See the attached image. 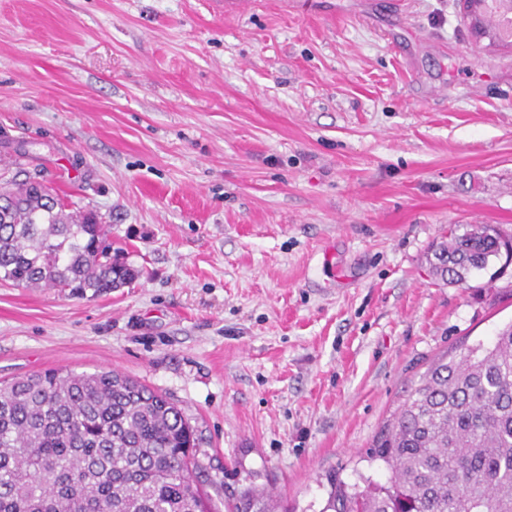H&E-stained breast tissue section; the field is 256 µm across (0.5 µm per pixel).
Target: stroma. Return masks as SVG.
Here are the masks:
<instances>
[{
    "mask_svg": "<svg viewBox=\"0 0 512 512\" xmlns=\"http://www.w3.org/2000/svg\"><path fill=\"white\" fill-rule=\"evenodd\" d=\"M0 0V189L94 216L139 275L0 285V381L116 371L198 437L211 512H321L429 365L512 323V265L435 280L449 229L512 238V47L461 0ZM295 507L288 508L271 494L248 491L234 504V512H294Z\"/></svg>",
    "mask_w": 512,
    "mask_h": 512,
    "instance_id": "obj_1",
    "label": "stroma"
}]
</instances>
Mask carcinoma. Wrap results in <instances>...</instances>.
<instances>
[{"mask_svg":"<svg viewBox=\"0 0 512 512\" xmlns=\"http://www.w3.org/2000/svg\"><path fill=\"white\" fill-rule=\"evenodd\" d=\"M39 182L0 193V282L105 295L138 270ZM509 242L491 226L432 248L430 272L466 285ZM194 431L165 396L122 374L52 370L0 383V512H211ZM385 483L327 476L321 512H512V324L434 362L368 453ZM233 512H294L248 491Z\"/></svg>","mask_w":512,"mask_h":512,"instance_id":"1","label":"carcinoma"}]
</instances>
